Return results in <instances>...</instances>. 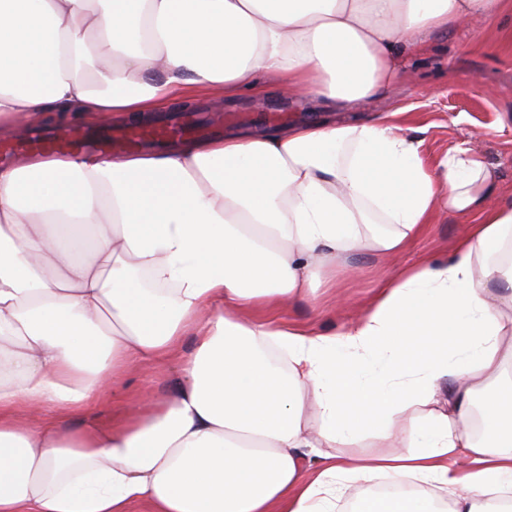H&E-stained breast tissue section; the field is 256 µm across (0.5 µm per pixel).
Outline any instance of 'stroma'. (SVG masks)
<instances>
[{
  "label": "stroma",
  "mask_w": 512,
  "mask_h": 512,
  "mask_svg": "<svg viewBox=\"0 0 512 512\" xmlns=\"http://www.w3.org/2000/svg\"><path fill=\"white\" fill-rule=\"evenodd\" d=\"M509 30H512V13L507 11L497 25L474 36L453 32L431 35L427 47L409 59L418 74L417 80L394 86L385 100L371 105V115L399 110V122L415 129L430 159L452 146L472 143L493 167L501 187L511 189L512 130L494 133L489 130L499 114L512 113V95L503 93L504 88H512V42L503 39ZM473 71L482 75L481 83L475 87L466 81ZM224 111L232 119L220 128L223 136L248 137L271 128L324 118L323 113L311 111L306 104L285 99L275 92L262 98H238L225 104ZM466 230L460 219L448 215L428 225L425 233L399 255H358L359 275L339 285L348 300V309L356 310L377 287L381 276L433 256L442 247L453 244ZM166 384L156 364L141 365L123 380L109 402L94 411L93 417L100 422L109 421L131 394L146 388L161 390Z\"/></svg>",
  "instance_id": "obj_1"
}]
</instances>
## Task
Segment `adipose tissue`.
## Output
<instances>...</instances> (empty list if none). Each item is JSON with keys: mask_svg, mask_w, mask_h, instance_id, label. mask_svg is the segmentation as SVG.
<instances>
[{"mask_svg": "<svg viewBox=\"0 0 512 512\" xmlns=\"http://www.w3.org/2000/svg\"><path fill=\"white\" fill-rule=\"evenodd\" d=\"M511 5L0 0V128L271 86L343 115L0 166V512H512V200L476 148L361 116L402 51ZM447 214L340 328L282 319ZM145 362L181 378L87 420ZM368 434L407 451L342 453Z\"/></svg>", "mask_w": 512, "mask_h": 512, "instance_id": "1", "label": "adipose tissue"}]
</instances>
